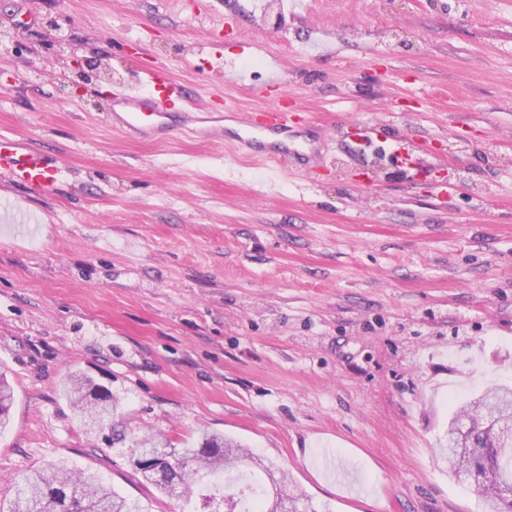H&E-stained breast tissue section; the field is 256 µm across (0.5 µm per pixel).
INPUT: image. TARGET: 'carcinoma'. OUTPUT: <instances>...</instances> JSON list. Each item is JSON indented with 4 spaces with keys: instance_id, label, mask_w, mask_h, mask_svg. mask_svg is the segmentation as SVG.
Here are the masks:
<instances>
[{
    "instance_id": "1",
    "label": "carcinoma",
    "mask_w": 512,
    "mask_h": 512,
    "mask_svg": "<svg viewBox=\"0 0 512 512\" xmlns=\"http://www.w3.org/2000/svg\"><path fill=\"white\" fill-rule=\"evenodd\" d=\"M90 379L69 375L62 393L74 414L88 419L98 412L110 414L112 396H97L91 392ZM14 403V389L0 374V431L9 425V413ZM484 405L500 422L512 420V387L496 385L455 406L448 418V432L461 425V419L476 407ZM466 444L472 448L470 457L461 456L453 446L439 449V458L446 463L454 479L472 482L481 494L487 512H512V446L496 447L490 431L476 424L466 434ZM131 457L168 458L172 474L157 476L147 468L137 471L150 480L163 495L191 496L204 479L233 471L257 467L264 471L276 486L271 468L247 454L235 440L219 435H204L201 446L176 453L173 444L162 438L146 437L135 441ZM301 499L294 495L283 498V489L276 488L271 496H259V512H300ZM0 512H143L142 506L113 491L90 471L73 475L62 464H53L42 470H33L22 477L14 488L7 505L0 504Z\"/></svg>"
}]
</instances>
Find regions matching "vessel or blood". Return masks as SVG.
I'll return each instance as SVG.
<instances>
[{
	"instance_id": "obj_1",
	"label": "vessel or blood",
	"mask_w": 512,
	"mask_h": 512,
	"mask_svg": "<svg viewBox=\"0 0 512 512\" xmlns=\"http://www.w3.org/2000/svg\"><path fill=\"white\" fill-rule=\"evenodd\" d=\"M145 88H122L111 98L110 114L114 127L127 135L156 140L164 136L171 121L170 109L183 99L181 84L162 73H146ZM242 134L235 137V148L252 159L281 167L292 163L307 164L318 155L309 123L287 109L264 111L260 120L243 121ZM351 134L357 147L383 144L387 132L374 127L352 125ZM56 167L46 154L30 148L22 139L0 136V176L38 193H48L56 180Z\"/></svg>"
}]
</instances>
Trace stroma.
<instances>
[{
    "mask_svg": "<svg viewBox=\"0 0 512 512\" xmlns=\"http://www.w3.org/2000/svg\"><path fill=\"white\" fill-rule=\"evenodd\" d=\"M260 2L0 0V134L62 172L48 195L0 177V497L63 463L145 512H210L87 431L60 392L77 372L136 437L232 438L315 512H484L435 448L449 398L512 386V0ZM81 58L100 68L77 96ZM148 67L189 113L314 120L323 170L113 129ZM354 122L427 142L429 174L351 154Z\"/></svg>",
    "mask_w": 512,
    "mask_h": 512,
    "instance_id": "35a3bbf8",
    "label": "stroma"
}]
</instances>
